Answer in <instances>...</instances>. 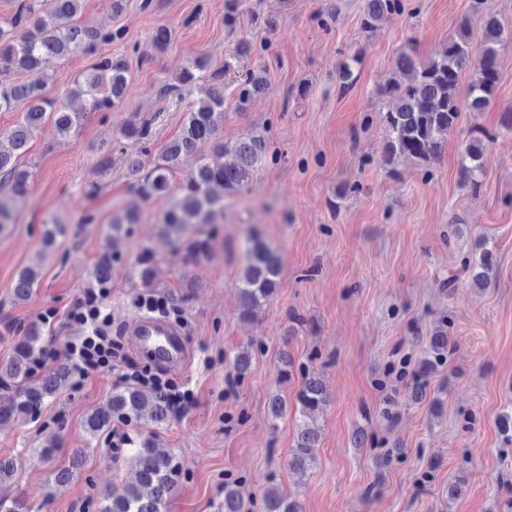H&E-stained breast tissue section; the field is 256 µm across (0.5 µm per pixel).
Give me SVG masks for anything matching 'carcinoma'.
I'll return each instance as SVG.
<instances>
[{"instance_id":"obj_1","label":"carcinoma","mask_w":512,"mask_h":512,"mask_svg":"<svg viewBox=\"0 0 512 512\" xmlns=\"http://www.w3.org/2000/svg\"><path fill=\"white\" fill-rule=\"evenodd\" d=\"M83 0H17L15 13L0 25V72L20 74L42 69L53 62L74 54H90L99 42H121L122 29L97 30L75 23ZM401 0H366L362 28L377 29L379 22L399 11ZM506 41L498 21L485 20L479 51H474L467 22L460 23L455 35L441 55L423 62L404 50L396 59V67L408 75L403 82H392L381 88L389 100L379 119L389 131L384 162L394 165L402 159H415L429 167L441 156L445 138L453 129L463 110L482 111L494 96L499 82V48ZM362 54L345 60L337 73L339 86L347 89L355 81L354 68L361 64ZM195 68L184 69L177 83L165 92L196 91L198 96L186 113L180 136L143 172L139 157L129 159V172L136 192L144 200L154 197L168 199L161 225L166 229H197L214 224L224 215V196L236 195L252 187L255 173L273 159L266 131L249 129L236 142L226 144L217 139L216 117L224 114V82L222 73H203L207 63L199 60ZM471 69L468 82H462L463 70ZM128 62L124 58L96 59L88 72L74 80L71 94L84 97L91 112H109L119 103L127 86ZM267 83V76L247 70L239 76L234 97L241 111L247 109ZM18 102L27 103L21 119L5 131L11 151L0 150V190L6 188L15 197H24L30 188L29 171L20 167L25 147L37 130L49 122L58 132L67 135L80 126L85 113L70 111L66 102L49 99L43 85L11 82L0 79V110L9 111ZM490 137H471L461 149L460 172L470 192L481 187L483 157ZM208 142L212 154L200 157L187 177L182 192L173 186V178L184 159L195 155L198 145ZM233 161L225 162L224 156ZM138 223V214L125 211L112 218V237L129 234V225ZM245 265L237 282L241 314L247 317L254 307L270 300L278 287L282 272L280 258L268 250L256 236L250 234L243 245ZM115 252L105 248L95 269L96 277L109 278ZM492 265V252L483 248L479 261L466 262L463 272L471 282L482 287L487 283ZM37 283L33 270L22 272L14 292L26 299ZM41 336L36 328L20 339L13 348L10 360L0 366V423L16 417L34 419L45 403L56 398L70 383L71 371L66 362H59L44 375L32 374L33 358L42 350ZM448 343L445 336L432 338L426 349L424 364L435 367L446 358ZM301 387L298 392L300 419L296 420V444L289 450L288 466L301 468L310 460L315 447L316 432L306 419L325 401L321 379L312 376L306 367L299 368ZM150 408L145 436L129 440L128 448L133 478L120 493L98 498L95 512H161L168 497L176 488L182 466L174 454L156 448L154 435L166 426L171 410L165 398L136 385H123L112 390L105 406L89 414L84 427L98 437L111 429L112 421L138 422L144 408ZM263 512H298L297 505L281 496L275 487L267 488L262 496ZM253 503H244L237 485H224V503L219 512H250Z\"/></svg>"}]
</instances>
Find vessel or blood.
Here are the masks:
<instances>
[{
	"label": "vessel or blood",
	"mask_w": 512,
	"mask_h": 512,
	"mask_svg": "<svg viewBox=\"0 0 512 512\" xmlns=\"http://www.w3.org/2000/svg\"><path fill=\"white\" fill-rule=\"evenodd\" d=\"M136 346L165 368H180L187 364L189 349L179 332L150 317L134 321L129 329Z\"/></svg>",
	"instance_id": "b4317fda"
}]
</instances>
